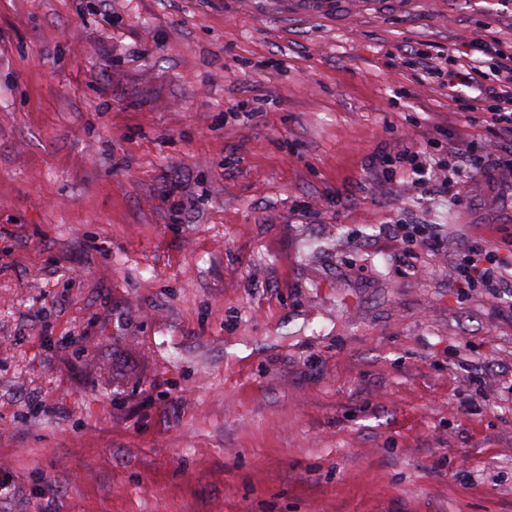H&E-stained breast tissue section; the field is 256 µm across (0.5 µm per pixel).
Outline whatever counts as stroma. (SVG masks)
Segmentation results:
<instances>
[{"instance_id":"stroma-1","label":"stroma","mask_w":512,"mask_h":512,"mask_svg":"<svg viewBox=\"0 0 512 512\" xmlns=\"http://www.w3.org/2000/svg\"><path fill=\"white\" fill-rule=\"evenodd\" d=\"M512 0H0V512H512V138L432 49ZM438 246L422 247L418 232ZM461 151L460 156L463 159L462 164L465 169H468L467 178L475 180L480 176H486L489 174L491 167H495L497 170L502 169L503 171H509L512 175V159L509 162L499 164L495 162L493 154L487 152L483 147L475 145L473 141L468 142ZM484 247L476 250L475 254L483 257V261L489 263V266H483L478 262L481 258L475 261L469 260L464 275V283L468 288H474L482 285L488 288V294L493 299H500L496 288H505L508 284L512 288V261L508 260V255L501 256V250L508 251V247H501L484 241ZM510 270V273H509Z\"/></svg>"}]
</instances>
